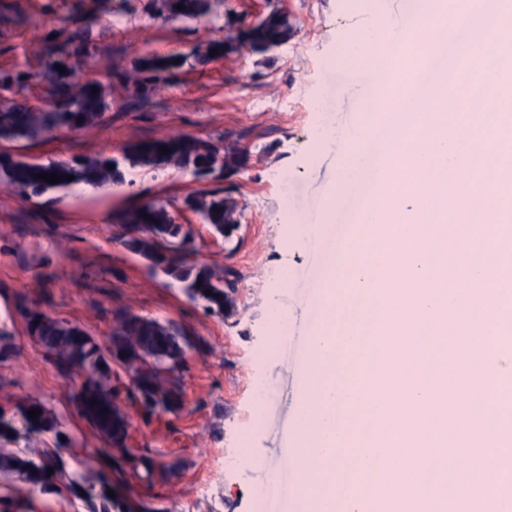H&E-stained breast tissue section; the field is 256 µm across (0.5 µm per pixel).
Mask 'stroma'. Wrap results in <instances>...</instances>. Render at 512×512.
<instances>
[{"label": "stroma", "mask_w": 512, "mask_h": 512, "mask_svg": "<svg viewBox=\"0 0 512 512\" xmlns=\"http://www.w3.org/2000/svg\"><path fill=\"white\" fill-rule=\"evenodd\" d=\"M149 3L0 0V74L38 67L42 34L55 32L60 43L83 36L90 49L79 74L108 83L112 98L100 124L77 134L0 140V149L44 162L75 154L118 157L132 142L179 133L219 144L240 141L251 162L233 178L243 216L232 241L214 237L195 214H178L194 229L197 259L234 273L238 313L228 320L210 313L177 283L151 274L117 240L112 222L134 204L222 188L223 177L136 168L127 170L122 185L53 200L24 195L0 179V326L13 347L0 362V409L12 414L26 400L43 402L73 439L70 472L93 477L105 468L98 454L103 442L77 415L74 384L28 336L19 301L101 340L111 336L119 309L174 321L197 344L181 374L184 408L149 423L131 414L128 445L181 468L150 481L126 475L128 493L151 500L161 512H262L258 477L289 456L310 304L332 269L330 253L293 249L286 233L291 225L310 223L344 162L337 151L316 153L321 127L344 133L372 93L368 79L350 84L339 60L342 42L368 21L369 11L365 0H215L206 18L171 20ZM274 8L291 15L296 34L273 60L241 49L196 63L202 44ZM173 54L186 56V65L152 93L150 103L130 106L132 91L118 74L132 72L140 56ZM278 307L288 309L290 319L273 362L263 364L269 314ZM259 398L271 421L266 428L253 423ZM7 495L21 496L26 512H89L66 489L47 492L0 478V497Z\"/></svg>", "instance_id": "stroma-1"}]
</instances>
